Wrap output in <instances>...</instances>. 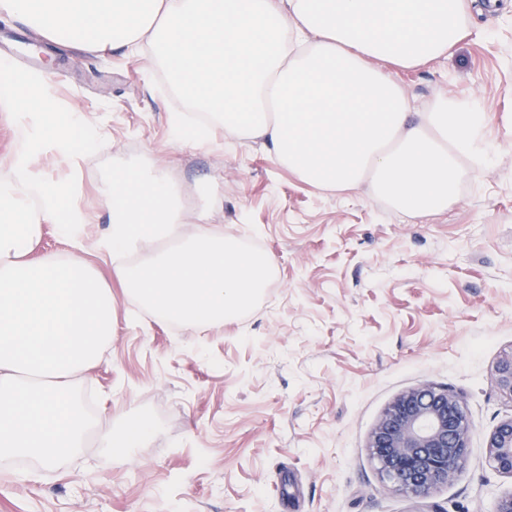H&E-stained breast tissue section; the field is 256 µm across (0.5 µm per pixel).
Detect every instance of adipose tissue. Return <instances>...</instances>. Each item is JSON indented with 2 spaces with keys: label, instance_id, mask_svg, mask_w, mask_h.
<instances>
[{
  "label": "adipose tissue",
  "instance_id": "adipose-tissue-1",
  "mask_svg": "<svg viewBox=\"0 0 512 512\" xmlns=\"http://www.w3.org/2000/svg\"><path fill=\"white\" fill-rule=\"evenodd\" d=\"M476 0H0L41 37L82 51L151 48L211 124L259 139L307 184H370L395 208L447 210L464 163L488 151V117L468 98L412 110L391 69L448 56L472 34Z\"/></svg>",
  "mask_w": 512,
  "mask_h": 512
}]
</instances>
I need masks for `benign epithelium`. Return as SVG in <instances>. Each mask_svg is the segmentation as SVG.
Here are the masks:
<instances>
[{"label":"benign epithelium","mask_w":512,"mask_h":512,"mask_svg":"<svg viewBox=\"0 0 512 512\" xmlns=\"http://www.w3.org/2000/svg\"><path fill=\"white\" fill-rule=\"evenodd\" d=\"M496 382L512 398V352L496 365ZM472 423L460 396L422 384L399 393L374 426L368 441L384 481L396 491L427 496L455 481L470 448ZM490 465L512 477V417L488 441Z\"/></svg>","instance_id":"7a95c632"}]
</instances>
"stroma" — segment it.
<instances>
[{
    "label": "stroma",
    "instance_id": "stroma-1",
    "mask_svg": "<svg viewBox=\"0 0 512 512\" xmlns=\"http://www.w3.org/2000/svg\"><path fill=\"white\" fill-rule=\"evenodd\" d=\"M451 54L399 72L411 102L477 100L492 146L465 168L448 210H394L369 185L316 189L261 142L215 127L203 147L170 140L185 109L149 51L90 55L52 45L42 62L67 77L52 98L105 140L93 156L38 154L36 174L75 177L83 260L101 276L109 216L103 161L150 153L188 196L214 188L212 221L274 261L259 306L207 332L143 310L113 285L114 332L79 376L98 393V433L136 420L154 431L117 459L92 442L69 463L0 462V512H493L512 478L488 463V437L512 417L495 380L512 351V0L477 15ZM457 392L474 424L456 480L425 497L394 492L367 444L402 391Z\"/></svg>",
    "mask_w": 512,
    "mask_h": 512
}]
</instances>
